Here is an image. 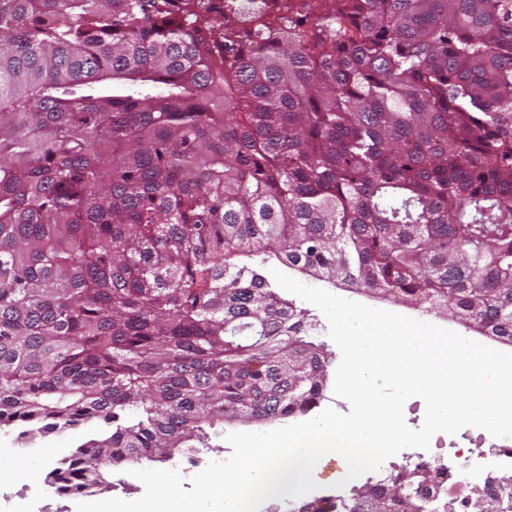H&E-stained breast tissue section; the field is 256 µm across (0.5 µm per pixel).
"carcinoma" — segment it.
Masks as SVG:
<instances>
[{
	"label": "carcinoma",
	"instance_id": "carcinoma-1",
	"mask_svg": "<svg viewBox=\"0 0 512 512\" xmlns=\"http://www.w3.org/2000/svg\"><path fill=\"white\" fill-rule=\"evenodd\" d=\"M223 30L0 0V427L106 428L61 495L317 406L332 353L268 262L512 344V0H351L326 56L216 64Z\"/></svg>",
	"mask_w": 512,
	"mask_h": 512
}]
</instances>
